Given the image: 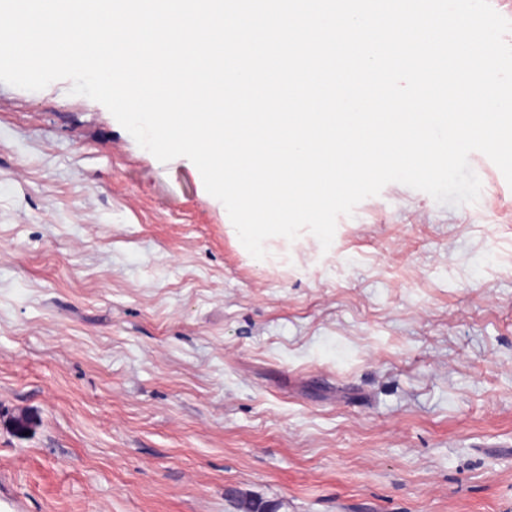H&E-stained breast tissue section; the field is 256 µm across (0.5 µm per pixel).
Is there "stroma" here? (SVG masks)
Returning a JSON list of instances; mask_svg holds the SVG:
<instances>
[{
	"mask_svg": "<svg viewBox=\"0 0 512 512\" xmlns=\"http://www.w3.org/2000/svg\"><path fill=\"white\" fill-rule=\"evenodd\" d=\"M70 81L0 83V474L24 512H512V186L240 244Z\"/></svg>",
	"mask_w": 512,
	"mask_h": 512,
	"instance_id": "1",
	"label": "stroma"
}]
</instances>
